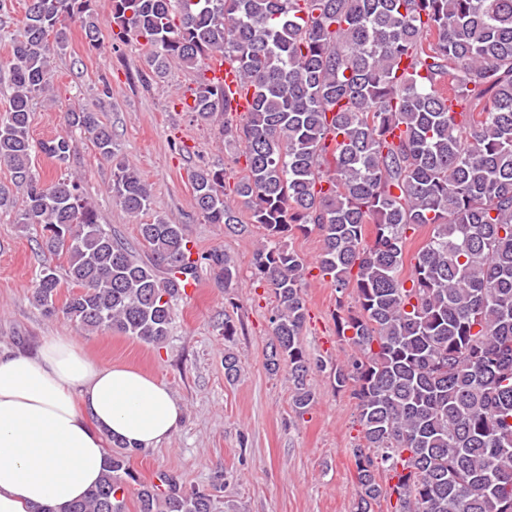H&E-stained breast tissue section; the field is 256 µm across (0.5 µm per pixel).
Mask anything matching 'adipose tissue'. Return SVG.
Here are the masks:
<instances>
[{"label":"adipose tissue","instance_id":"adipose-tissue-1","mask_svg":"<svg viewBox=\"0 0 512 512\" xmlns=\"http://www.w3.org/2000/svg\"><path fill=\"white\" fill-rule=\"evenodd\" d=\"M183 419L163 382L97 364L72 337L0 353V512H60L100 480L105 438L152 448Z\"/></svg>","mask_w":512,"mask_h":512}]
</instances>
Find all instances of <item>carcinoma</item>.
Here are the masks:
<instances>
[{
  "label": "carcinoma",
  "mask_w": 512,
  "mask_h": 512,
  "mask_svg": "<svg viewBox=\"0 0 512 512\" xmlns=\"http://www.w3.org/2000/svg\"><path fill=\"white\" fill-rule=\"evenodd\" d=\"M91 0H28L12 40L11 94L0 119V211L23 191L20 223L67 256L78 292L62 312L88 331L118 332L145 344L171 333L173 302L196 278L183 225L156 217L138 225L146 262L98 222L80 185L47 184L36 151L60 165L74 152L59 136L34 144V101L52 88L51 58L77 24L100 38ZM112 39L134 33L162 78L171 64L204 70L220 55L252 99L239 125L224 87L199 76L187 109L202 122L224 114V136L245 158L225 198L222 165L194 175L198 212L208 224L263 229L253 251L257 281L277 306L265 369L288 367L292 406L315 402L312 367L300 336L306 322L308 263L288 245L318 230L316 268L355 305L336 316V334L354 354L333 370L357 400L364 443L353 449L356 512H512V0H111ZM68 126L94 134L115 157L112 131L95 110L66 113ZM331 158L333 166L322 168ZM128 214L150 207V189L124 162L110 187ZM372 237H367V229ZM429 229L403 275L408 232ZM233 277L221 251L204 255ZM57 270L35 274L34 300L57 311ZM98 486L64 512H215L214 494L181 490L167 473L140 481L132 450L113 441ZM395 483L378 480L379 469Z\"/></svg>",
  "instance_id": "obj_1"
}]
</instances>
